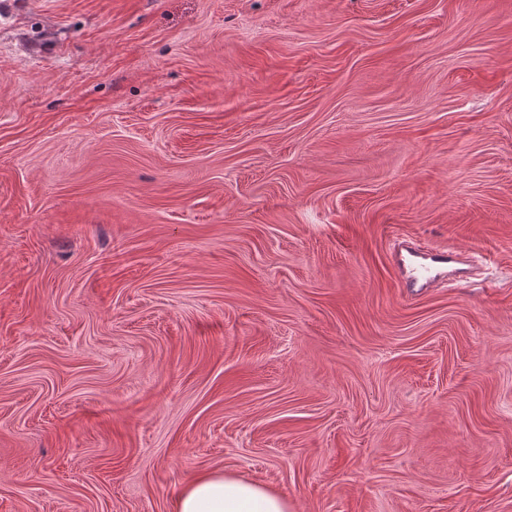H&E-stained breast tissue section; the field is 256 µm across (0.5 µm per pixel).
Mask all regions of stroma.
<instances>
[{"instance_id":"35a3bbf8","label":"stroma","mask_w":512,"mask_h":512,"mask_svg":"<svg viewBox=\"0 0 512 512\" xmlns=\"http://www.w3.org/2000/svg\"><path fill=\"white\" fill-rule=\"evenodd\" d=\"M213 471L512 512V0H0V512ZM470 257H462L451 249L418 251L401 243L392 252V263L401 288L408 294L422 288L434 287L452 264H462Z\"/></svg>"}]
</instances>
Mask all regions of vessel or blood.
<instances>
[{"mask_svg": "<svg viewBox=\"0 0 512 512\" xmlns=\"http://www.w3.org/2000/svg\"><path fill=\"white\" fill-rule=\"evenodd\" d=\"M462 261V256L450 249L418 251L405 243L399 244L392 253L400 285L410 293L434 287L448 266Z\"/></svg>", "mask_w": 512, "mask_h": 512, "instance_id": "b4317fda", "label": "vessel or blood"}]
</instances>
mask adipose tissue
<instances>
[{
    "label": "adipose tissue",
    "mask_w": 512,
    "mask_h": 512,
    "mask_svg": "<svg viewBox=\"0 0 512 512\" xmlns=\"http://www.w3.org/2000/svg\"><path fill=\"white\" fill-rule=\"evenodd\" d=\"M176 512H290V507L286 498L262 483L207 472L182 489Z\"/></svg>",
    "instance_id": "obj_1"
}]
</instances>
